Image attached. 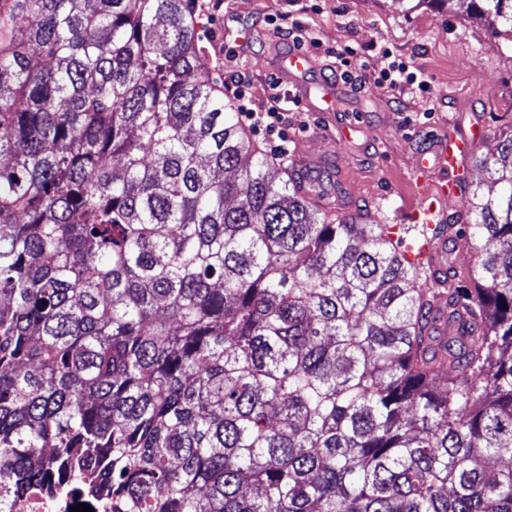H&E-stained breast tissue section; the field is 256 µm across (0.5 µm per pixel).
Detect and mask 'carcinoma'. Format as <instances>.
I'll use <instances>...</instances> for the list:
<instances>
[{"mask_svg":"<svg viewBox=\"0 0 512 512\" xmlns=\"http://www.w3.org/2000/svg\"><path fill=\"white\" fill-rule=\"evenodd\" d=\"M202 57L192 0H0V487L512 512V132L473 223L338 220ZM452 250L448 255V244L446 240H440L433 248L431 262L437 269H446L448 267V257L457 265H469L474 258V251L470 240L463 238L450 246Z\"/></svg>","mask_w":512,"mask_h":512,"instance_id":"obj_1","label":"carcinoma"}]
</instances>
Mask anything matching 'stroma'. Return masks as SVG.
Segmentation results:
<instances>
[{
    "label": "stroma",
    "mask_w": 512,
    "mask_h": 512,
    "mask_svg": "<svg viewBox=\"0 0 512 512\" xmlns=\"http://www.w3.org/2000/svg\"><path fill=\"white\" fill-rule=\"evenodd\" d=\"M205 54L218 81L244 76L255 103L299 99L287 112L289 150L303 149L330 178L328 208H368L384 224H410L420 206L413 168L443 129L478 126L475 155L512 130V42L447 0H197ZM292 28L293 37L283 36ZM367 48L372 71L410 61L432 78L429 94L406 83L351 86L336 78L333 49ZM311 69L275 82L288 52ZM353 126L341 141V125Z\"/></svg>",
    "instance_id": "stroma-1"
}]
</instances>
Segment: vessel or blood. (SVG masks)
I'll return each instance as SVG.
<instances>
[{
    "mask_svg": "<svg viewBox=\"0 0 512 512\" xmlns=\"http://www.w3.org/2000/svg\"><path fill=\"white\" fill-rule=\"evenodd\" d=\"M311 60L300 51L288 53L280 63L277 78L307 71ZM477 129L445 130L433 145L420 151L414 170L417 196L422 203L416 214L419 223L434 225L440 218L439 204L463 195L461 163L474 149Z\"/></svg>",
    "mask_w": 512,
    "mask_h": 512,
    "instance_id": "obj_1",
    "label": "vessel or blood"
}]
</instances>
